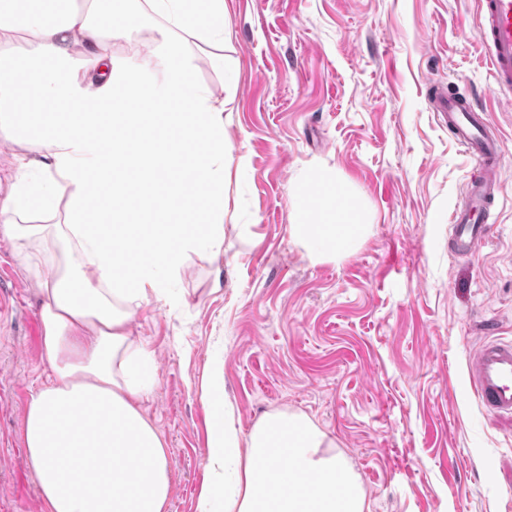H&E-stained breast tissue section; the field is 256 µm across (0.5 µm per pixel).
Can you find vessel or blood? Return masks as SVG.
I'll use <instances>...</instances> for the list:
<instances>
[{
  "mask_svg": "<svg viewBox=\"0 0 512 512\" xmlns=\"http://www.w3.org/2000/svg\"><path fill=\"white\" fill-rule=\"evenodd\" d=\"M478 34L491 67L489 95L512 90V0H480ZM433 109L475 163L465 198L450 218L448 250L469 255L488 234L492 207L501 193L499 139L471 95L440 87L431 91ZM469 382L490 412L512 416V341L490 340L470 357Z\"/></svg>",
  "mask_w": 512,
  "mask_h": 512,
  "instance_id": "obj_1",
  "label": "vessel or blood"
}]
</instances>
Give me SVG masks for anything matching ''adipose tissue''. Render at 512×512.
<instances>
[{"mask_svg":"<svg viewBox=\"0 0 512 512\" xmlns=\"http://www.w3.org/2000/svg\"><path fill=\"white\" fill-rule=\"evenodd\" d=\"M103 0H0V129L13 145L34 144L42 180L14 182L0 197V232L14 240L42 297V350L51 378L26 408L23 444L46 512H167L171 467L164 439L140 402L155 381L151 354L130 336L135 307L151 299L177 306L172 280L192 256L224 249L225 127L233 88L215 97L200 86L187 42H222L224 0H145L160 18L148 53L122 59L103 42L123 39L137 10L102 26ZM84 49L76 73L73 44ZM163 68L156 86L148 74ZM35 91L45 108L24 107ZM107 186L94 222L87 190ZM292 234L311 261L349 253L369 233L362 212L333 175ZM65 208L63 221L48 218ZM81 407V427L66 411ZM336 441L305 415L280 410L252 430L232 495L224 473L237 455L223 409L211 415L202 512H369ZM81 479L65 481L61 463Z\"/></svg>","mask_w":512,"mask_h":512,"instance_id":"1","label":"adipose tissue"}]
</instances>
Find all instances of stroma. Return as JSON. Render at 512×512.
<instances>
[{"label": "stroma", "mask_w": 512, "mask_h": 512, "mask_svg": "<svg viewBox=\"0 0 512 512\" xmlns=\"http://www.w3.org/2000/svg\"><path fill=\"white\" fill-rule=\"evenodd\" d=\"M223 43L190 44L197 82L236 80L224 252L194 256L172 310L145 301L133 339L157 364L141 408L166 442L169 512H199L216 380L239 442L267 413L336 440L370 512H512V417L469 387L472 351L512 338V103L487 96L480 0H225ZM472 93L502 152L488 239L448 250L472 161L429 101ZM347 186L371 231L312 262L291 235L314 173ZM33 272L0 233V512H45L23 421L48 371Z\"/></svg>", "instance_id": "1"}]
</instances>
